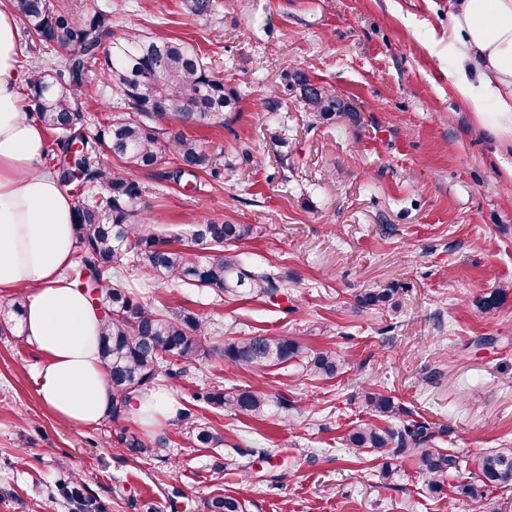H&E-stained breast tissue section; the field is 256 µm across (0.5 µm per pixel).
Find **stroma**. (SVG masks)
I'll use <instances>...</instances> for the list:
<instances>
[{"label": "stroma", "instance_id": "35a3bbf8", "mask_svg": "<svg viewBox=\"0 0 512 512\" xmlns=\"http://www.w3.org/2000/svg\"><path fill=\"white\" fill-rule=\"evenodd\" d=\"M52 2L80 24L108 11L114 29L188 41L237 91L224 125L184 128L223 159L220 180L199 172L192 193L164 165L133 177L151 205L149 230L200 260L214 250L192 244L195 225H250L246 261L282 276L288 303L166 282L135 260L123 269L126 288L150 306L207 318L206 347L285 333L302 353L255 377L212 354L168 383L180 408L223 435L219 448L194 447L180 421L148 428L128 412L76 428L38 395L44 357L22 336L13 299L0 301V512H71L58 489L66 475L105 512H203L220 493L244 512H512V486L466 499V466L434 493L412 461L397 460L386 480L381 459L344 441L373 422L361 401L373 388L409 419L443 429L438 448L465 463L512 447V145L454 91L448 0H213L205 17L183 0ZM296 71L346 98L355 117L314 121L289 84ZM266 97L278 111H264ZM271 123L283 144L267 138ZM388 288L385 306L357 308L359 295ZM498 288L507 299L481 312L476 299ZM482 336L492 344L478 346ZM326 350L345 368L310 377V357ZM255 382L291 408L271 406L257 421L196 399L212 385ZM122 432L166 435L168 450L129 456L114 445Z\"/></svg>", "mask_w": 512, "mask_h": 512}]
</instances>
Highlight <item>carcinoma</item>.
<instances>
[{
  "label": "carcinoma",
  "mask_w": 512,
  "mask_h": 512,
  "mask_svg": "<svg viewBox=\"0 0 512 512\" xmlns=\"http://www.w3.org/2000/svg\"><path fill=\"white\" fill-rule=\"evenodd\" d=\"M23 21L26 32L55 51L52 59L36 62L28 69L27 110L46 130L59 134L61 156L52 164L58 181L68 185L81 182L83 191L74 198L80 250L73 255L68 277L104 309L101 352L112 383V418L125 412L131 395L154 387L157 381L180 376L174 369L188 367L208 353L219 355L234 368L253 372L285 364L301 354L302 346L286 334H258L230 338L222 346L205 349L202 337L206 322L182 311L168 316L143 303L121 280L123 259L132 254L143 262L149 275L187 285L208 288L216 294L264 298L273 305L288 299L282 277L248 267L239 248L252 234L245 224L210 221L196 225L195 242H206L219 254L199 261L187 248H175L171 240L145 231L149 206L141 203L143 189L132 178L134 169H149L174 158L176 167L169 177L176 182L200 170L219 176L216 161L199 143L176 131L169 134L154 126L156 97L164 99L168 119L183 124L222 125L224 112L235 108L236 92L224 84L206 58L189 42L177 38L148 36L129 29L117 33L111 15L97 12L78 25L52 0H8ZM99 70L107 86L125 108L107 116L92 138L81 131L84 113L98 105L79 99L78 89L92 69ZM300 102L316 121H328L336 114H352L350 104L336 92L316 85L295 71L290 75ZM81 145L75 149V145ZM124 163L114 167L104 156ZM392 292H370L358 299L362 308L384 306ZM344 359L332 352H320L308 362L315 377L332 378L343 368ZM215 409L261 419L266 416L271 395L251 385L224 388L213 385L197 395ZM362 401L373 415L396 419L405 411L394 400L375 390L362 393ZM194 444L217 448L224 436L208 423L179 412ZM439 433L411 421L381 428L364 424L345 437L346 445L385 460L383 478L393 475L391 461L413 460L416 473L431 489L447 484L448 474L461 469L458 456L430 446ZM118 443L131 456H156L167 449V438L144 442L119 436ZM473 481L463 484L471 501L481 499L497 487L512 485V448H499L474 459ZM72 512H104L103 505L88 496L78 481L68 478L62 485ZM206 512H242L235 497L214 495Z\"/></svg>",
  "instance_id": "1"
}]
</instances>
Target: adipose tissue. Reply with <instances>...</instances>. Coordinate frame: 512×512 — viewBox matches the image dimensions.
Instances as JSON below:
<instances>
[{
  "label": "adipose tissue",
  "mask_w": 512,
  "mask_h": 512,
  "mask_svg": "<svg viewBox=\"0 0 512 512\" xmlns=\"http://www.w3.org/2000/svg\"><path fill=\"white\" fill-rule=\"evenodd\" d=\"M448 14L459 97L485 129L512 139V0H448ZM17 45L16 19L0 9V298L26 290L21 333L45 356L38 394L61 420L89 427L112 409L103 312L65 275L77 246L74 203L41 166L47 142L21 110ZM130 410L146 426L178 415L156 389L133 394Z\"/></svg>",
  "instance_id": "ef3b65f1"
}]
</instances>
